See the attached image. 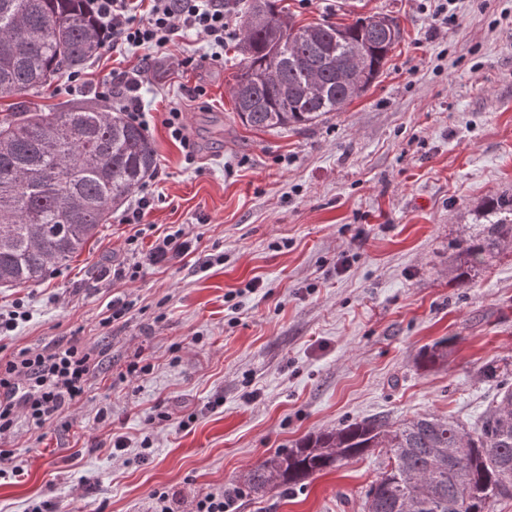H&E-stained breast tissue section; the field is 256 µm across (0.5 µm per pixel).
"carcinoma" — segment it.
<instances>
[{"mask_svg": "<svg viewBox=\"0 0 512 512\" xmlns=\"http://www.w3.org/2000/svg\"><path fill=\"white\" fill-rule=\"evenodd\" d=\"M371 15L348 25L297 27L273 0H238L233 109L255 129L300 130L337 112L379 76L400 36ZM102 46L86 0H0V287L41 282L67 265L143 185L157 152L145 131L99 99L45 112L24 96L78 71ZM476 232L460 240L456 281L512 242V196L485 208ZM448 341L424 348L435 366ZM479 423L426 414L390 422L365 419L307 439L249 468L254 494L291 488L343 462L377 454L383 471L362 512H491L512 500V383L500 382Z\"/></svg>", "mask_w": 512, "mask_h": 512, "instance_id": "1", "label": "carcinoma"}]
</instances>
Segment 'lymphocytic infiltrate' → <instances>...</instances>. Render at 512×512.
I'll return each mask as SVG.
<instances>
[{"label":"lymphocytic infiltrate","mask_w":512,"mask_h":512,"mask_svg":"<svg viewBox=\"0 0 512 512\" xmlns=\"http://www.w3.org/2000/svg\"><path fill=\"white\" fill-rule=\"evenodd\" d=\"M88 7L104 35L103 51L143 53L139 68L112 73L93 89L133 123L144 116L139 91L156 57L177 37L194 33L219 61L235 34L230 0H88ZM95 365L91 353L72 342L14 351L0 364V436L11 432L18 417L39 429L79 401Z\"/></svg>","instance_id":"1"}]
</instances>
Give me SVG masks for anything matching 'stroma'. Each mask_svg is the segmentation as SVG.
Returning a JSON list of instances; mask_svg holds the SVG:
<instances>
[{
  "instance_id": "1",
  "label": "stroma",
  "mask_w": 512,
  "mask_h": 512,
  "mask_svg": "<svg viewBox=\"0 0 512 512\" xmlns=\"http://www.w3.org/2000/svg\"><path fill=\"white\" fill-rule=\"evenodd\" d=\"M276 5L298 26L389 14L401 40L364 93L298 131L240 122L235 41L220 62L194 36L170 47L142 91L157 151L144 223L113 211L68 266L0 288V309L29 313L0 358L67 338L102 360L79 402L38 430L17 418L0 438L23 466L0 477V512L39 499L56 512H151L157 490L175 512L222 491L233 512H361L375 455L294 489L239 483L301 439L368 418L475 425L497 390L482 366L512 372V244L466 286L454 280L455 242L486 201L512 194V0H455L441 26L433 0ZM171 106L194 162L163 124ZM177 229L193 252L152 262L155 239ZM132 260L137 279H104ZM117 298L131 307L115 321ZM444 338L447 363L421 367L419 350ZM138 355L153 369L128 378ZM116 435L125 456L110 454Z\"/></svg>"
}]
</instances>
